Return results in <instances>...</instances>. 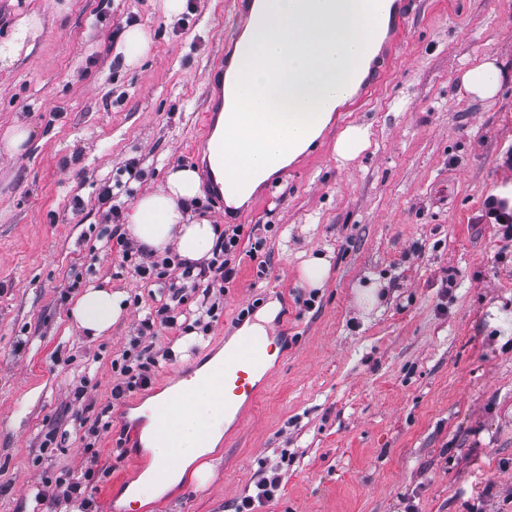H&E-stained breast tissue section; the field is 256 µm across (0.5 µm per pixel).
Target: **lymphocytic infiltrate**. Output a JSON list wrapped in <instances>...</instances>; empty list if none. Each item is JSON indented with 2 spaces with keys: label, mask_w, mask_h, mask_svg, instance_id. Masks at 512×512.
<instances>
[{
  "label": "lymphocytic infiltrate",
  "mask_w": 512,
  "mask_h": 512,
  "mask_svg": "<svg viewBox=\"0 0 512 512\" xmlns=\"http://www.w3.org/2000/svg\"><path fill=\"white\" fill-rule=\"evenodd\" d=\"M243 228L238 224L225 225L217 238L211 258L203 263L184 267L180 275H172L169 259L150 260L148 255L124 236H117V252L122 264L133 267L135 273L149 283L160 282L168 288L167 300L145 313L139 320L136 334L128 349L112 361V370L119 376L112 388L113 400H121L138 389L148 387L161 360L157 351L149 345L158 328H176L173 314L175 305L181 304L185 288L201 291L202 315L194 319L193 328H200L203 318L214 317L219 305L217 294L225 292L236 276L240 264L238 248Z\"/></svg>",
  "instance_id": "f902f5d3"
}]
</instances>
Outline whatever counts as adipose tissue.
I'll list each match as a JSON object with an SVG mask.
<instances>
[{
    "instance_id": "obj_1",
    "label": "adipose tissue",
    "mask_w": 512,
    "mask_h": 512,
    "mask_svg": "<svg viewBox=\"0 0 512 512\" xmlns=\"http://www.w3.org/2000/svg\"><path fill=\"white\" fill-rule=\"evenodd\" d=\"M500 83L501 70L489 59L469 67L460 79L462 90L480 100L492 98ZM198 193L199 179L194 170H170L164 187L138 198L127 213L126 230L131 240L155 255L175 249L179 259L189 264L210 258L218 230L208 218L192 216L190 203ZM123 301L121 293L92 285L77 300L73 316L88 336L99 337L120 318ZM176 390L187 393L188 400L174 415L171 437L148 444L166 476L160 481L140 479L138 495L143 499L176 486L187 467L206 455L202 440L217 444L224 432V391L219 385L195 376L181 381Z\"/></svg>"
}]
</instances>
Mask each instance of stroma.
Returning a JSON list of instances; mask_svg holds the SVG:
<instances>
[{"mask_svg": "<svg viewBox=\"0 0 512 512\" xmlns=\"http://www.w3.org/2000/svg\"><path fill=\"white\" fill-rule=\"evenodd\" d=\"M25 16L36 27L0 60V138L16 124L31 131L17 153L0 141V512H70L33 492L94 460L112 471L87 487L92 512H230L257 471L274 469L281 487L254 512H512V239L489 213L512 186V0H417L396 64L360 111L335 113L256 202L212 206L201 184L198 215L251 232L238 275L208 333L159 331L154 347L173 360L117 404L112 360L161 290L106 247L97 189L117 183L138 198L170 168L200 170L189 143L213 52L236 26L233 3L185 0L169 15L159 0H0L1 46ZM130 27L150 41L133 67ZM485 58L502 80L478 100L458 79ZM349 125L368 127L371 145L344 166L335 143ZM132 157L137 178L125 170ZM256 237L270 258L263 276L248 253ZM304 253L331 263L321 288L301 278ZM92 284L128 299L97 338L70 315ZM374 284L368 310L358 293ZM272 300L267 331L287 337L288 353L204 456L208 480L188 471L128 505L126 457L153 464L136 442L140 408ZM109 403L112 426L87 452L85 429Z\"/></svg>", "mask_w": 512, "mask_h": 512, "instance_id": "35a3bbf8", "label": "stroma"}]
</instances>
